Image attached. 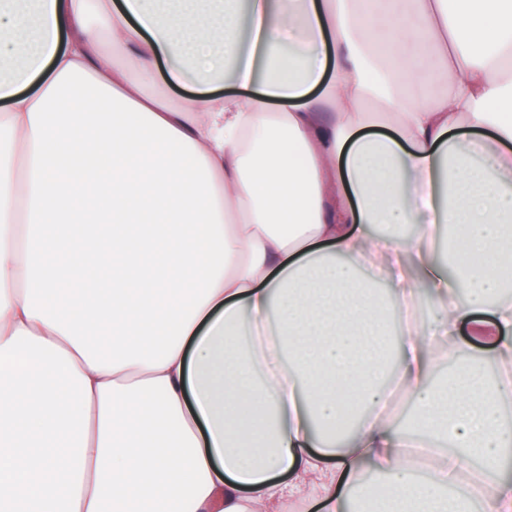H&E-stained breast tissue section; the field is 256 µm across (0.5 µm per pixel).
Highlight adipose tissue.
<instances>
[{
    "label": "adipose tissue",
    "mask_w": 512,
    "mask_h": 512,
    "mask_svg": "<svg viewBox=\"0 0 512 512\" xmlns=\"http://www.w3.org/2000/svg\"><path fill=\"white\" fill-rule=\"evenodd\" d=\"M33 3L0 0V512H347L367 466L360 512H471L476 461L512 512V0ZM464 322L497 372L437 380Z\"/></svg>",
    "instance_id": "1"
}]
</instances>
